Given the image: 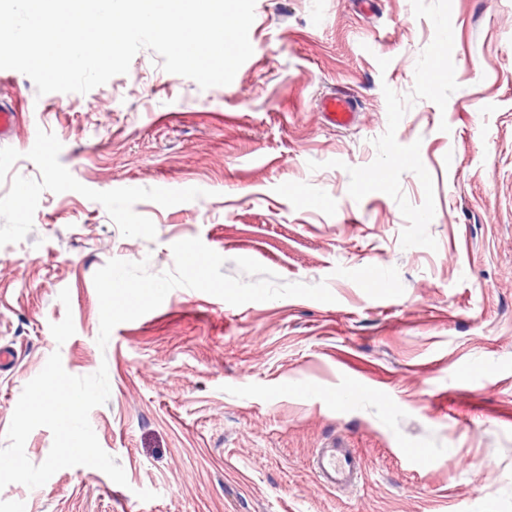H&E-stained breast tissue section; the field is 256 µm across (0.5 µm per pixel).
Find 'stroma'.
Instances as JSON below:
<instances>
[{
  "instance_id": "35a3bbf8",
  "label": "stroma",
  "mask_w": 512,
  "mask_h": 512,
  "mask_svg": "<svg viewBox=\"0 0 512 512\" xmlns=\"http://www.w3.org/2000/svg\"><path fill=\"white\" fill-rule=\"evenodd\" d=\"M249 40L206 90L148 49L85 94L0 70V447L57 351L107 367L127 477L0 512H512V0H256ZM335 442L345 490L311 468ZM323 110L330 123L347 126L352 119L353 104L345 97H327L323 100Z\"/></svg>"
}]
</instances>
